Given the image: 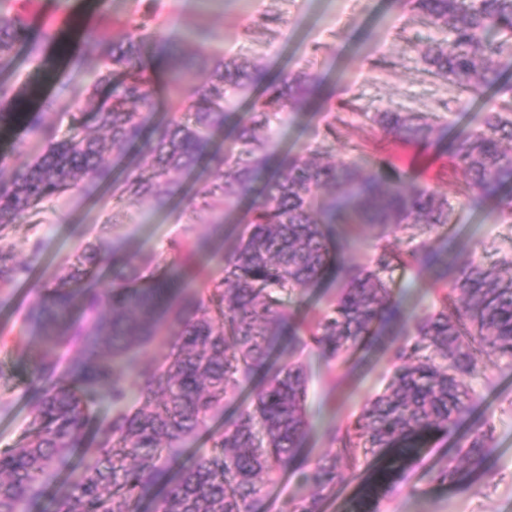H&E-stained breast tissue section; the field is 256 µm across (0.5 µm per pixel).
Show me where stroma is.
I'll return each instance as SVG.
<instances>
[{"mask_svg":"<svg viewBox=\"0 0 512 512\" xmlns=\"http://www.w3.org/2000/svg\"><path fill=\"white\" fill-rule=\"evenodd\" d=\"M11 10L27 18L30 36L51 28L80 64L69 65L55 46L37 59L27 45L15 46L0 81L24 88L26 96L23 113L0 132L2 179L23 170L44 148L43 139L28 131L29 112H38L57 137H66L73 115L96 103L92 76L101 65V43L113 37L114 20L147 19L160 39L183 54L197 82L207 78L215 56L241 53L272 76L301 69L319 73L322 98L283 129V147L297 152L316 145L327 126H335L334 160H355L380 175L398 173L447 195L450 221L428 235L433 247L474 255L490 266L512 257V218L500 214L495 200L475 202L465 195L463 175L448 150L449 140L480 127L500 98L491 93L462 106L453 86L424 71L416 46L444 45L448 37L419 24L411 0H12ZM201 28L218 35L204 50L193 37ZM385 110L429 113L443 123L445 137L419 152L369 125L366 113ZM18 138L26 142L21 153L12 149ZM241 230L238 224L217 227L209 211L183 197L161 210L147 202L124 208L111 188L90 194L81 186L13 224L7 241L29 273L0 288V449L21 444L30 421V363L41 338L28 310L86 242L146 258L148 274L181 260L172 241L228 251ZM390 288L412 315L438 304L439 285L429 272L396 270ZM393 353L391 346H377L336 363L315 347L291 348L290 358L303 362L309 375V428L295 468L267 485L256 512H284L309 494L303 472L330 453L331 430L353 423L363 402L385 387L395 367ZM471 386L468 420L433 434L409 459L388 453L344 468L322 512H512V360L485 359ZM474 423L491 427L490 454L480 467L465 466L447 482L437 481L459 437Z\"/></svg>","mask_w":512,"mask_h":512,"instance_id":"stroma-1","label":"stroma"}]
</instances>
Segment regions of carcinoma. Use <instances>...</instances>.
Instances as JSON below:
<instances>
[{
  "label": "carcinoma",
  "instance_id": "1",
  "mask_svg": "<svg viewBox=\"0 0 512 512\" xmlns=\"http://www.w3.org/2000/svg\"><path fill=\"white\" fill-rule=\"evenodd\" d=\"M416 18L448 34V45L426 46L419 60L427 73L455 85L471 100L502 81L500 59L512 55V0H414ZM102 47L93 90L101 101L74 119L67 138L30 122L47 142L44 152L7 183L0 182V283L21 271L5 231L24 215L84 184L112 186L126 205L150 198L162 209L182 191L178 176L200 173L192 200L228 222L253 197L239 223L235 247L219 255L220 275L178 265L139 285L135 258L108 256L86 244L66 272L43 289L30 309L43 350L31 370L33 403L24 444L0 449V512H31L50 487L49 512H254L266 485L292 466L305 437L307 372L274 357L284 334L313 344L328 360H348L372 345L379 331L403 335L395 348L394 375L385 390L365 401L355 423L331 436L336 446L303 474L314 493L291 512H320L321 501L342 477L341 463L359 453H411L434 432L470 412L481 357L512 359V261L508 271L475 258L448 260L427 242L396 251L389 236L437 229L448 223V197L380 176L354 162L325 161L326 145L304 152L280 148L288 120L312 104L320 85L312 72H284L272 79L243 57L214 60L206 81L186 84L176 50L156 43L148 24L123 22ZM26 21L0 9V66L16 43L29 39ZM169 73L173 111L151 125L155 74ZM259 92L232 127L233 147L218 150L214 135L240 111L237 94ZM19 92L0 82V126L13 117ZM373 125L423 147L439 126L422 112H375ZM512 99L486 113L480 128L456 135L450 150L466 191L476 199L498 197L512 183ZM138 146L151 169H130L121 180L104 163L107 149ZM330 189L332 194L317 199ZM370 229L379 244L363 263L334 250L345 231L356 239ZM104 263L111 287L78 292L72 284ZM402 266L436 273L439 306L414 320L391 296L389 283ZM339 292L310 328L287 308L328 270ZM161 341L165 360H143L141 348ZM69 343L81 352L68 379L57 377L51 351ZM251 386V403L211 436L197 454L190 444L207 421L224 413V399ZM112 403V418L96 431V446L74 463V448L90 423L93 399ZM493 447L491 431L472 428L438 479L462 464L480 465Z\"/></svg>",
  "mask_w": 512,
  "mask_h": 512
}]
</instances>
